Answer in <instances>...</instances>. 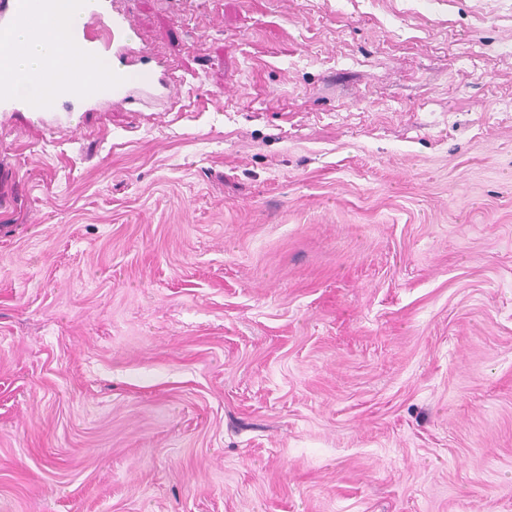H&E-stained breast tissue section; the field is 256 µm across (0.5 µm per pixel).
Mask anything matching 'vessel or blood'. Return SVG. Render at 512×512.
<instances>
[{
    "label": "vessel or blood",
    "instance_id": "vessel-or-blood-1",
    "mask_svg": "<svg viewBox=\"0 0 512 512\" xmlns=\"http://www.w3.org/2000/svg\"><path fill=\"white\" fill-rule=\"evenodd\" d=\"M58 11L74 21L62 45L47 42L40 29L41 22ZM23 29L31 49L45 63V75L55 79L50 97L43 101L37 93L23 95L15 87L23 66L16 36ZM77 56L108 61L110 68L77 88L56 80V73ZM178 94L177 79L143 45L139 29L118 0H0L1 113L26 112L41 124L71 126L76 115L102 111L109 103L170 105Z\"/></svg>",
    "mask_w": 512,
    "mask_h": 512
}]
</instances>
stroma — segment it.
I'll return each instance as SVG.
<instances>
[{
  "label": "stroma",
  "mask_w": 512,
  "mask_h": 512,
  "mask_svg": "<svg viewBox=\"0 0 512 512\" xmlns=\"http://www.w3.org/2000/svg\"><path fill=\"white\" fill-rule=\"evenodd\" d=\"M170 111L0 116V512H512V0H130Z\"/></svg>",
  "instance_id": "stroma-1"
}]
</instances>
